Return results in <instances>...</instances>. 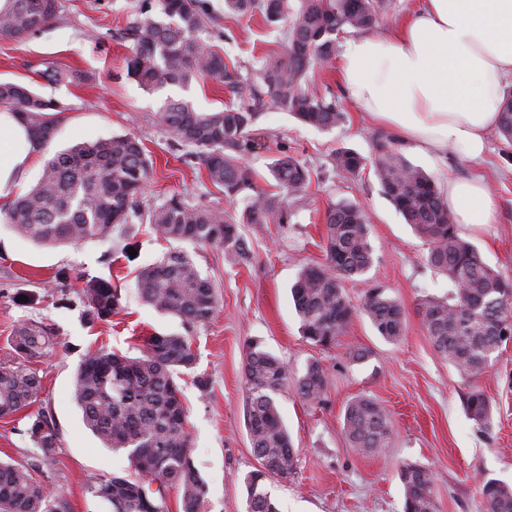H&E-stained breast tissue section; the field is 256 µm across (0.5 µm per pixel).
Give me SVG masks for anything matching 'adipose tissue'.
Returning a JSON list of instances; mask_svg holds the SVG:
<instances>
[{"mask_svg":"<svg viewBox=\"0 0 512 512\" xmlns=\"http://www.w3.org/2000/svg\"><path fill=\"white\" fill-rule=\"evenodd\" d=\"M338 74L410 149L480 158L512 88V0H417L397 24L349 38ZM40 159L25 122L0 109V209ZM445 195L457 223H495L497 197L482 177L449 179Z\"/></svg>","mask_w":512,"mask_h":512,"instance_id":"adipose-tissue-1","label":"adipose tissue"}]
</instances>
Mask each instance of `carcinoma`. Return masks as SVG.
I'll use <instances>...</instances> for the list:
<instances>
[{
	"label": "carcinoma",
	"mask_w": 512,
	"mask_h": 512,
	"mask_svg": "<svg viewBox=\"0 0 512 512\" xmlns=\"http://www.w3.org/2000/svg\"><path fill=\"white\" fill-rule=\"evenodd\" d=\"M390 0H224V14L256 15L283 28L285 52L269 53L253 75L201 39L209 0H140L142 19L129 23L119 37L129 43L126 76L145 90L163 85L188 87L211 78L224 86L229 103L198 112L187 100H169L157 114L172 146L186 150L205 167L211 184L224 192L226 207L196 206L171 195L148 209L143 199L152 180L153 163L133 134L80 143L46 160L35 186L18 195L7 213L12 228L35 245L106 240L117 230L147 223L176 247L141 267L135 277L138 298L154 310L179 317L193 329L208 323L218 310L215 288L181 243L216 246L232 265L252 259L244 227L288 224L309 203L311 170L285 148L271 166L276 191L257 187L247 159L269 149L255 125L262 112H289L303 124L333 129L346 119L310 78L317 65L329 63L341 39L378 27ZM64 20L61 0H10L0 12V36L22 40ZM50 82L79 85L86 72H40ZM0 107L22 115L33 144L47 149L55 136L61 103L38 94L31 85L0 81ZM512 144V90L496 128ZM332 169L355 174L373 169L383 193L425 246V260L451 284L444 300L425 296L415 313L435 350L463 378L473 381L496 360L501 345L512 339V276L488 266L459 233L443 191L435 179L411 164L390 138H379L375 154L338 149ZM325 262L307 266L291 289L303 336L331 351L356 313H362L378 336L400 340L407 324L405 307L369 283L354 306L343 281L364 276L375 249L365 209L357 202L329 206L322 238ZM86 317L105 321L123 307L122 289L98 278H85L81 290ZM57 339L49 325L21 321L12 331V358L0 361V417L12 416L38 401L42 380L34 361L54 351ZM139 354L99 349L87 354L75 374V397L85 426L107 448L126 451L134 474L92 478L88 492L110 512H166V491L181 492V512H201L208 488L195 470L186 407L176 376L197 364L192 337L155 332L144 338ZM248 388L247 428L261 466L244 477L247 512H278L266 488L272 477L291 481L298 455L282 421L277 397L288 384V367L272 353L248 342L243 365ZM297 393L320 403L330 385L327 369L311 361L295 379ZM468 418L483 432L493 425V404L479 390L463 396ZM29 436L50 469L56 462L57 428L51 416L28 415ZM343 431L350 447L376 453L393 433L390 418L372 397H353L345 406ZM404 512H437L430 470L407 462L400 469ZM484 512H512V486L496 479L479 484ZM0 512H69L67 501L51 496L31 470L0 461Z\"/></svg>",
	"instance_id": "1"
}]
</instances>
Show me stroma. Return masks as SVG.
<instances>
[{"label":"stroma","mask_w":512,"mask_h":512,"mask_svg":"<svg viewBox=\"0 0 512 512\" xmlns=\"http://www.w3.org/2000/svg\"><path fill=\"white\" fill-rule=\"evenodd\" d=\"M62 2L70 18L67 25L47 27L21 41L0 37V80L32 83L38 93L65 108L50 152L131 133L154 161L146 205L173 193L200 205H223L222 191L207 180L201 162L172 148L157 119L170 99L188 100L204 112L223 108V86L207 79L186 90H143L127 78L122 68L127 49L115 36L137 18L138 0ZM210 3L203 35L224 33L220 46L231 59L249 66L262 54L283 49L280 32L261 17L228 18L223 0ZM49 65L79 69L91 79L79 86L50 83L39 76ZM311 77L323 92L335 95L347 114L344 124L320 131L276 111L263 113L257 123L274 145L287 146L311 169L310 206L290 223L268 224L262 232L248 234L253 251L249 265H229L223 249L216 247L193 252L220 300L214 319L193 330L198 362L179 381L188 409L192 460L208 486L202 512H246L243 478L258 466L245 420L242 365L249 341L280 357L295 374H303L318 359L330 375L321 404L302 401L291 388L278 397L299 459L294 481L273 478L266 483L280 512H403L399 473L405 462L433 471L438 512H482L481 480L512 485V340L503 345L495 365L472 383L434 349L415 305L426 295L446 296L447 278L428 266L421 241L382 194L372 171L352 176L334 171L330 163L339 149L371 156L377 139L389 130L372 122L345 94L335 65L315 68ZM404 155L441 185L451 175L485 177L499 202L498 221L462 226L460 234L487 264L512 275V146L490 138L489 150L479 161L453 150L443 159L410 149ZM339 201L359 202L371 218L375 262L368 276L408 312L406 331L396 343L377 336L361 315L353 317L340 347L329 352L301 334L290 289L303 267L323 262L319 233L327 207ZM165 249L144 224L114 240L37 246L0 219V361L12 354L8 339L20 320L54 327L57 349L37 365L43 393L33 409L54 418L59 436L55 468L45 473L27 433V417L18 413L0 418V459L32 469L49 492L66 498L70 512H108L88 493V480L130 470L125 452L103 447L83 423L74 377L84 355L101 347L131 353L153 332L184 330L178 318L158 314L129 291L137 270ZM86 276L127 288L125 308L107 321L87 322L81 294ZM358 345L369 348L370 355L350 362L345 349ZM200 377L207 379V389L197 386ZM472 387L495 405L489 432L478 431L464 412L463 395ZM359 394L373 397L391 418L393 434L381 454L359 453L344 435L345 405Z\"/></svg>","instance_id":"obj_1"}]
</instances>
